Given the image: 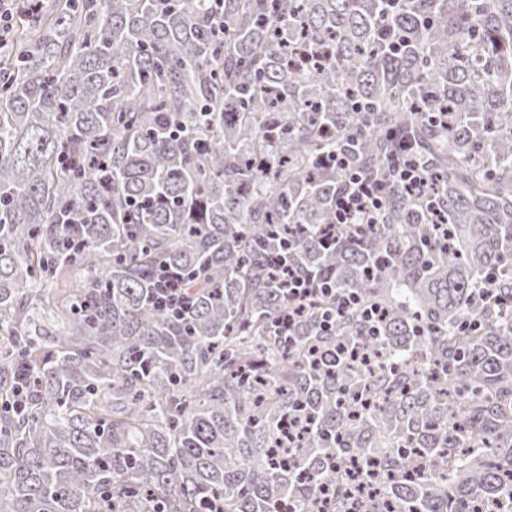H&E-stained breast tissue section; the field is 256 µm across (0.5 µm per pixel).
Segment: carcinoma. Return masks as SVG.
Here are the masks:
<instances>
[{"label": "carcinoma", "instance_id": "cac0c4a2", "mask_svg": "<svg viewBox=\"0 0 512 512\" xmlns=\"http://www.w3.org/2000/svg\"><path fill=\"white\" fill-rule=\"evenodd\" d=\"M349 141L381 223L328 243ZM285 240L360 306L277 326ZM0 512H512V0L15 9ZM391 168L411 195L418 198L428 196V169L418 153L409 150L394 156L391 159ZM181 275L176 272L161 273L155 281L157 301L163 306L172 308L182 307L186 301L185 288L182 285ZM172 304V307L170 305Z\"/></svg>", "mask_w": 512, "mask_h": 512}]
</instances>
